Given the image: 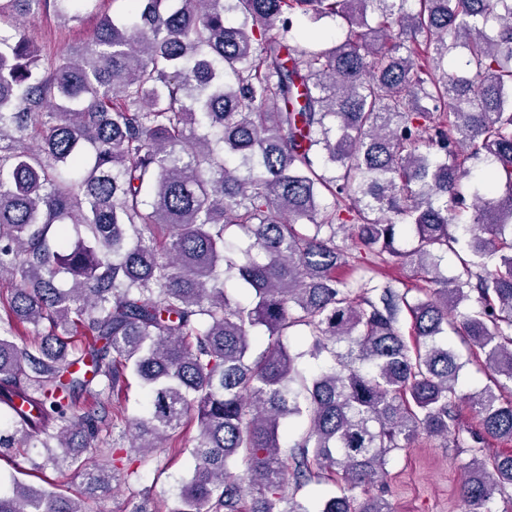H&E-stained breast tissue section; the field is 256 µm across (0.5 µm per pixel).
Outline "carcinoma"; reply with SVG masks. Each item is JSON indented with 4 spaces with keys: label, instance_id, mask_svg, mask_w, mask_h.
Returning a JSON list of instances; mask_svg holds the SVG:
<instances>
[{
    "label": "carcinoma",
    "instance_id": "carcinoma-1",
    "mask_svg": "<svg viewBox=\"0 0 512 512\" xmlns=\"http://www.w3.org/2000/svg\"><path fill=\"white\" fill-rule=\"evenodd\" d=\"M80 2L0 0V18ZM125 2L45 62L0 28V455L39 448L32 470L105 496L135 471L81 455L116 421L145 460L194 419L167 512H311L285 492L323 473L317 512H394L371 492L391 452L461 447L466 403L459 494L490 503L512 486V454L485 453L512 442V0ZM326 17L342 40L291 44ZM394 266L415 283L381 280ZM450 332L492 372L477 393ZM128 373L141 416L111 403ZM0 512L87 510L14 476Z\"/></svg>",
    "mask_w": 512,
    "mask_h": 512
}]
</instances>
